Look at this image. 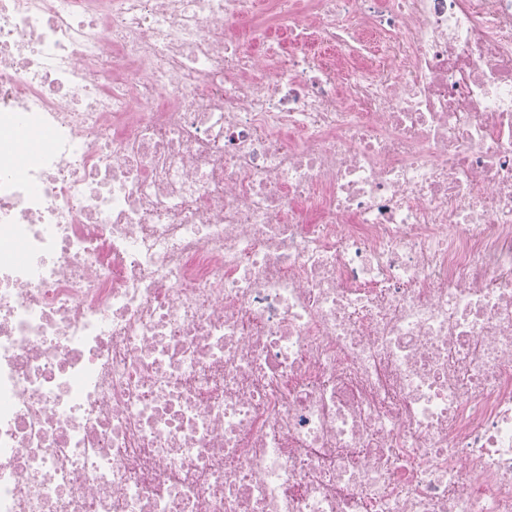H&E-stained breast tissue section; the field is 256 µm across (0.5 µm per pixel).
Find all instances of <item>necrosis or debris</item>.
<instances>
[{
	"label": "necrosis or debris",
	"mask_w": 512,
	"mask_h": 512,
	"mask_svg": "<svg viewBox=\"0 0 512 512\" xmlns=\"http://www.w3.org/2000/svg\"><path fill=\"white\" fill-rule=\"evenodd\" d=\"M0 512H512V0H0Z\"/></svg>",
	"instance_id": "4bbe7bcc"
}]
</instances>
